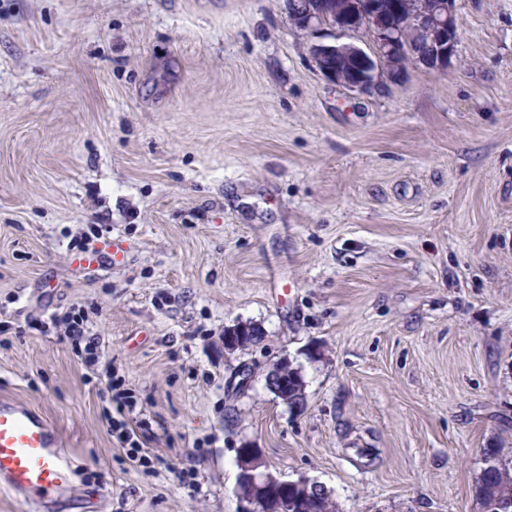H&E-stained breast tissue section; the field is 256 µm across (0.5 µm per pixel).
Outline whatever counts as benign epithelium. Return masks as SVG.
<instances>
[{
    "mask_svg": "<svg viewBox=\"0 0 512 512\" xmlns=\"http://www.w3.org/2000/svg\"><path fill=\"white\" fill-rule=\"evenodd\" d=\"M396 5V10L387 12L381 0H305L292 20L304 30L329 24L343 32H370L373 44L368 50L354 43H314L309 48L325 78L367 92L384 72L394 79L414 66L440 72L456 55V0H398ZM250 339V325L230 327L224 330V349L235 351ZM291 370L287 360L274 364L266 375L267 389L283 395L285 377ZM238 467L240 512H301V502L313 495L332 498L320 484L306 478L283 481L274 477L264 470L258 448L238 452ZM290 487L295 488L293 496L288 495Z\"/></svg>",
    "mask_w": 512,
    "mask_h": 512,
    "instance_id": "obj_1",
    "label": "benign epithelium"
}]
</instances>
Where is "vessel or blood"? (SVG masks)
I'll list each match as a JSON object with an SVG mask.
<instances>
[{
  "instance_id": "vessel-or-blood-1",
  "label": "vessel or blood",
  "mask_w": 512,
  "mask_h": 512,
  "mask_svg": "<svg viewBox=\"0 0 512 512\" xmlns=\"http://www.w3.org/2000/svg\"><path fill=\"white\" fill-rule=\"evenodd\" d=\"M73 463L57 430L27 405L0 401V489L37 502L62 493Z\"/></svg>"
}]
</instances>
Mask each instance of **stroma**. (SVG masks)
Instances as JSON below:
<instances>
[{"label": "stroma", "instance_id": "1", "mask_svg": "<svg viewBox=\"0 0 512 512\" xmlns=\"http://www.w3.org/2000/svg\"><path fill=\"white\" fill-rule=\"evenodd\" d=\"M457 8L444 71L360 93L309 47L370 34L285 0H0V398L75 462L48 512H239L241 448L341 512H483L512 448V0ZM73 307L155 472L46 324ZM239 323L262 341L225 350ZM283 359L303 408L265 386ZM115 403L116 416L112 415L111 409L106 412V419L110 427L112 435L116 434L117 439L124 448L129 447L128 455L131 459L137 460L140 465H146L148 458L145 454H142V447L138 438L136 430L129 424L128 420L125 419V410L130 408L131 405L127 401L124 394L117 392L111 397V404ZM503 480V472L499 467L490 466L483 468L476 481V497L482 505L484 512L494 498L509 497L512 495V487Z\"/></svg>", "mask_w": 512, "mask_h": 512}]
</instances>
